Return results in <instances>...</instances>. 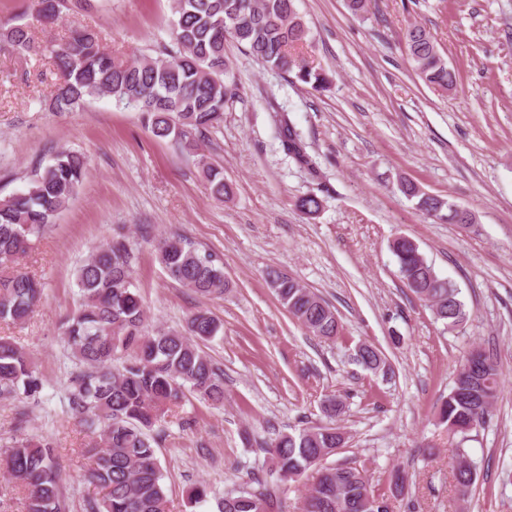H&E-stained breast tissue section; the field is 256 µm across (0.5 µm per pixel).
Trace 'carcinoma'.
I'll return each instance as SVG.
<instances>
[{"label": "carcinoma", "mask_w": 512, "mask_h": 512, "mask_svg": "<svg viewBox=\"0 0 512 512\" xmlns=\"http://www.w3.org/2000/svg\"><path fill=\"white\" fill-rule=\"evenodd\" d=\"M295 0H173L169 44L160 55L117 60L88 26L69 29L60 42L41 47L28 23L0 29V45L20 55L49 59L62 77L49 108L72 112L92 99L111 97L140 113L142 124L157 139H171L185 152L221 122L235 88L224 80L228 64L224 38L230 37L264 66L286 74L294 83L323 91L331 84L322 70L311 67L297 49L309 40V29L297 13ZM37 20L51 24L64 13H87L93 0H40ZM404 48L422 80L453 89L458 72L448 66L433 35L420 24L409 25ZM284 149L304 157L292 127L282 126ZM205 175L214 197L222 200L231 188L224 171L207 166ZM87 176L85 156L63 149L37 170L25 190L0 199V320L26 321L41 305L44 288L37 278L11 269L29 248L30 237L45 232L56 215L76 196ZM403 192L416 209L450 224L471 227L475 215L458 213V204L431 197L406 182ZM404 285L430 304L436 320L449 330L461 327L469 312L459 290L448 287L419 248L398 238L391 244ZM159 260L168 277L202 297L224 294L228 282L224 263L178 236L164 241ZM131 249L123 241L99 247L76 270L79 304L64 322L63 334L81 368L72 373L68 407L89 432L86 453L93 464L87 480L103 495L85 500L84 512H170L167 488L158 465L153 427L165 420L186 393L213 405L224 403V373L200 343L224 332L208 310L199 309L181 331L151 333L145 327L142 299L132 282ZM280 305L312 335L332 341L341 325L336 311L319 295L283 271L264 272ZM367 369L382 359L372 344L356 353ZM496 361L483 349H472L456 371L440 420L454 437L467 436L483 425L493 409L500 386ZM44 383L27 354L9 337L0 336V399L35 403ZM338 426L278 434L263 441L278 471L289 478L314 468L317 485L302 498L300 512H388L385 494L375 490L364 462L317 466L336 454ZM451 469L458 496L466 499L475 483V468L462 448ZM0 466L26 492V512H65L61 468L54 446L44 440L19 437L0 456ZM216 512H281L267 481L249 478L246 486L215 499Z\"/></svg>", "instance_id": "1"}]
</instances>
